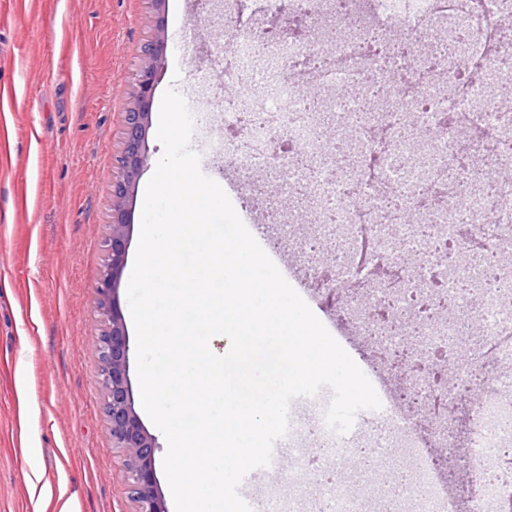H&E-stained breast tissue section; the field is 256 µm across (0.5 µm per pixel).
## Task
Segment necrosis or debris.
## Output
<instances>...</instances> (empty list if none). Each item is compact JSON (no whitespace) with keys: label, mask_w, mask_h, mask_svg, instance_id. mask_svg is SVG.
Returning a JSON list of instances; mask_svg holds the SVG:
<instances>
[{"label":"necrosis or debris","mask_w":512,"mask_h":512,"mask_svg":"<svg viewBox=\"0 0 512 512\" xmlns=\"http://www.w3.org/2000/svg\"><path fill=\"white\" fill-rule=\"evenodd\" d=\"M248 0H224V41L210 54L222 73L204 104L234 129L224 154L237 171L292 183L281 212L305 219L293 237L306 278L332 270L345 291L362 263L392 269L342 303L384 363L417 349L421 368L396 371L399 388L368 410L372 426L328 427L322 398L312 419L289 414L286 438L307 467L288 474L287 500L258 512H377L318 458L343 461L401 451L408 477L387 512H458L439 479L440 449L456 446L446 412L431 409L437 379L469 401L464 435L476 469L512 462V0H263L308 22L296 34L260 29ZM462 21L461 52L441 40ZM432 419L422 435L415 414Z\"/></svg>","instance_id":"4bbe7bcc"}]
</instances>
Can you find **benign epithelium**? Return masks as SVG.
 I'll return each mask as SVG.
<instances>
[{
  "label": "benign epithelium",
  "mask_w": 512,
  "mask_h": 512,
  "mask_svg": "<svg viewBox=\"0 0 512 512\" xmlns=\"http://www.w3.org/2000/svg\"><path fill=\"white\" fill-rule=\"evenodd\" d=\"M164 30L157 22L153 35L140 48L135 88L125 112L121 150L115 155L116 181L112 184L111 220L105 239L106 262L95 285L104 329L97 341L100 384L112 447L122 455L133 512H166L154 478L155 439L134 409L129 386V342L116 306V291L126 260L127 201L147 165L146 136L150 126L153 93L163 71Z\"/></svg>",
  "instance_id": "7a95c632"
}]
</instances>
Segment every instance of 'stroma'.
<instances>
[{
	"label": "stroma",
	"instance_id": "stroma-1",
	"mask_svg": "<svg viewBox=\"0 0 512 512\" xmlns=\"http://www.w3.org/2000/svg\"><path fill=\"white\" fill-rule=\"evenodd\" d=\"M163 76L187 106L209 96L199 32L223 34L222 0H166ZM147 0H0V512H131L107 429L95 284L106 257L113 156L152 31ZM201 113L192 149L241 220L257 216ZM37 448L38 500L24 451Z\"/></svg>",
	"mask_w": 512,
	"mask_h": 512
}]
</instances>
